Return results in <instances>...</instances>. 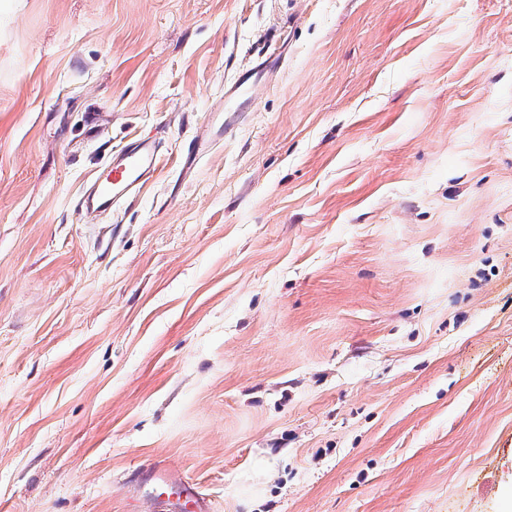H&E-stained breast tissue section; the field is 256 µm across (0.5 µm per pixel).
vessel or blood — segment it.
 Instances as JSON below:
<instances>
[{
	"instance_id": "vessel-or-blood-1",
	"label": "vessel or blood",
	"mask_w": 512,
	"mask_h": 512,
	"mask_svg": "<svg viewBox=\"0 0 512 512\" xmlns=\"http://www.w3.org/2000/svg\"><path fill=\"white\" fill-rule=\"evenodd\" d=\"M264 73V68L259 66L241 74L223 98L213 104L211 122L198 130L182 153L183 165L193 164L204 147L223 141L227 126L251 104L253 92L262 82ZM160 161L159 136H135L113 152L110 169L93 178L80 198L81 207L107 211L139 194L156 173ZM144 480L154 512H209L205 498L186 484L174 469L159 463L152 465L145 471Z\"/></svg>"
}]
</instances>
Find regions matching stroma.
<instances>
[{
	"label": "stroma",
	"mask_w": 512,
	"mask_h": 512,
	"mask_svg": "<svg viewBox=\"0 0 512 512\" xmlns=\"http://www.w3.org/2000/svg\"><path fill=\"white\" fill-rule=\"evenodd\" d=\"M157 462L210 512L512 506V0H0V512H145ZM260 66L241 74L235 83L224 92V97L213 104L211 122L198 130L197 135L182 153L181 163L183 166H191L200 156L204 147L224 141L226 127L233 124L241 112H245L246 107L253 100L254 90L264 79L263 75L269 66ZM160 161L158 133L135 136L112 153V166L93 178L80 198V206L91 211L112 210L141 192L158 170Z\"/></svg>",
	"instance_id": "stroma-1"
}]
</instances>
